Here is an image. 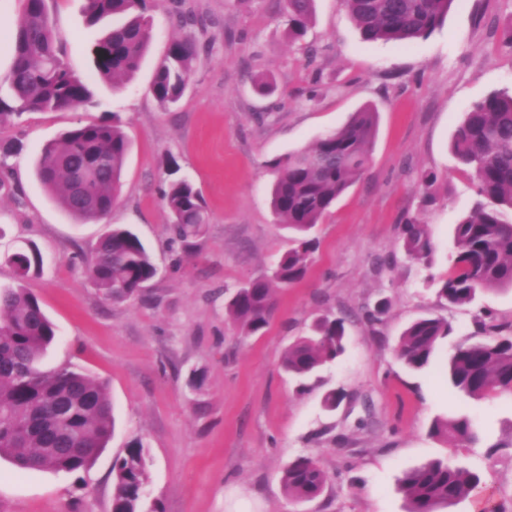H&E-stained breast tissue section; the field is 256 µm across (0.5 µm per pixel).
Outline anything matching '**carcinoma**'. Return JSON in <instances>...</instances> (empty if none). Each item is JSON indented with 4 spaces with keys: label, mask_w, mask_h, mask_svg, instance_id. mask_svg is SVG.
I'll use <instances>...</instances> for the list:
<instances>
[{
    "label": "carcinoma",
    "mask_w": 512,
    "mask_h": 512,
    "mask_svg": "<svg viewBox=\"0 0 512 512\" xmlns=\"http://www.w3.org/2000/svg\"><path fill=\"white\" fill-rule=\"evenodd\" d=\"M313 0H286L290 34L303 36ZM364 40L408 43L441 27L453 0H342ZM22 17L12 34L11 88L15 105H0V126L25 112H57L98 105L90 84L66 65L56 46L45 0H23ZM90 24L107 17L124 22L105 30L94 45L96 76L117 84L139 70L153 33L146 0H85ZM194 38L175 39L158 64L151 85L163 106L177 103L189 85L196 61ZM376 130V112L354 113L340 129L323 133L309 148L274 162L271 206L297 246L277 262L272 278H256L230 296L226 312L243 336L261 333L274 314L273 290L303 278L318 248L309 231L363 175ZM132 143L117 116L79 123L46 144L35 166L38 181L55 203L82 222L107 221L117 202ZM457 163L474 172L477 199L455 226L457 252L438 294L452 306L474 302L480 291L512 288V89H501L464 112L451 142ZM171 242L190 252L206 231L202 195L185 178L162 191ZM402 245L415 259L431 244L423 221L402 225ZM15 285L0 287V458L21 472L89 469L115 429L108 385L80 367L64 365L46 372L40 358L57 340L56 325L25 281L40 271L42 258L31 245L8 257ZM85 273L110 302L143 301L158 269L148 248L130 228L113 224L89 257ZM481 335L455 345L447 359L450 385L479 400L490 393L512 397V325L492 313L477 315ZM439 317L414 320L401 334L396 356L405 366L427 368L439 343L451 335ZM345 320L322 318L313 334L288 346L281 366L307 378L344 351ZM430 433L458 447H475L483 434L466 413L436 417ZM112 512H162L143 495L148 480L143 445L134 443L113 461ZM327 477L311 456L291 461L282 476L285 493L295 500L318 497ZM401 487L406 512H440L469 498L482 485L481 475L446 459H435L404 472Z\"/></svg>",
    "instance_id": "1"
}]
</instances>
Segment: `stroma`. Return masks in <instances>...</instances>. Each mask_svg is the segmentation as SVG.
Segmentation results:
<instances>
[{"mask_svg": "<svg viewBox=\"0 0 512 512\" xmlns=\"http://www.w3.org/2000/svg\"><path fill=\"white\" fill-rule=\"evenodd\" d=\"M67 66L87 78L101 26L84 0H46ZM153 36L138 72L96 83L98 107L27 112L0 129L22 150L0 186V286L14 282L5 257L26 243L43 256L27 288L57 326L43 370L72 364L105 380L116 427L85 471L17 472L0 459V512H111L112 462L133 443L148 460V493L163 512H406L400 478L432 459L479 471L482 492L444 512H512V398L474 401L445 383L454 342L475 335L484 307L512 324V288L451 307L438 296L456 250L454 226L475 198L458 170L453 133L468 107L512 89V0H453L442 27L408 45L368 43L342 0H314L303 39L288 33L284 0H148ZM192 33L197 60L176 104L151 93L171 41ZM318 49L306 61L303 46ZM372 106L378 125L367 171L313 230L320 246L306 276L275 289L266 331L240 336L224 311L225 291L270 273L288 251V231L270 204L273 163L344 126ZM118 116L132 142L111 222L131 226L159 274L150 298L117 304L87 280L80 253L106 232L69 218L35 175L42 148L64 130ZM189 177L209 215L189 262L171 263L160 189L170 171ZM427 226L432 250L410 259L398 238L409 217ZM110 222V223H111ZM387 302L383 322L365 307ZM428 314L455 328L433 364L409 370L396 357L403 329ZM324 315L346 317L345 351L307 384L280 367L284 350ZM204 371L191 389L193 371ZM342 392L326 409V392ZM457 410L485 434L477 448L430 435L433 419ZM314 457L329 480L317 498L286 497L281 477L296 456Z\"/></svg>", "mask_w": 512, "mask_h": 512, "instance_id": "35a3bbf8", "label": "stroma"}]
</instances>
